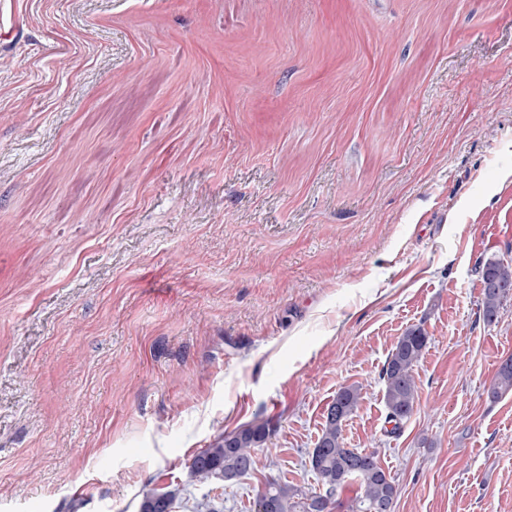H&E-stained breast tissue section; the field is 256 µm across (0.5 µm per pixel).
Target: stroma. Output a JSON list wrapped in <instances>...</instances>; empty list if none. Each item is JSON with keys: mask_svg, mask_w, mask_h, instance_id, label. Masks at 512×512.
I'll list each match as a JSON object with an SVG mask.
<instances>
[{"mask_svg": "<svg viewBox=\"0 0 512 512\" xmlns=\"http://www.w3.org/2000/svg\"><path fill=\"white\" fill-rule=\"evenodd\" d=\"M0 512H140L268 423L224 484L318 491L346 447L393 512H512V0H0ZM430 343L387 432L402 333ZM482 288V315L486 323H494L504 299L512 293V263L487 259L479 266ZM429 342L424 328H408L397 340L389 353L381 372L383 400L387 410V423L392 424L391 433L399 432L414 412L417 383L414 367ZM512 392V357H508L499 365L495 378L487 389V396L491 401L500 399L503 395ZM359 399V390L353 386L336 393L328 408L338 404V411L335 416L326 414L321 436L308 454L311 471L322 489L328 482L334 486L308 494L287 481L269 479L256 494L253 512H330L335 497L352 483L358 488L348 506L351 512H392L396 488L377 452L344 447L342 424L355 411ZM270 428L266 423L249 424L234 432L219 436L209 448L193 457L189 464L191 475L204 481L224 483L247 475L256 465L259 451L267 448Z\"/></svg>", "mask_w": 512, "mask_h": 512, "instance_id": "stroma-1", "label": "stroma"}]
</instances>
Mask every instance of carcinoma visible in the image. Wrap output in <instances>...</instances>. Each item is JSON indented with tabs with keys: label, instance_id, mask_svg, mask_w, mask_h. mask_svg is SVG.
Instances as JSON below:
<instances>
[{
	"label": "carcinoma",
	"instance_id": "cac0c4a2",
	"mask_svg": "<svg viewBox=\"0 0 512 512\" xmlns=\"http://www.w3.org/2000/svg\"><path fill=\"white\" fill-rule=\"evenodd\" d=\"M482 282V315L491 324L498 318L504 299L512 293V263L488 259L479 266ZM429 342L424 328L407 329L389 353L381 372L383 400L387 423L395 433L414 412L417 383L414 367ZM512 392V357L499 365L495 378L487 389V396L495 401ZM360 393L356 387H343L334 403L336 415L325 417L321 436L308 454V462L324 491L306 493L296 485L278 479H269L256 494L253 512H330L335 497L351 484H357L351 499L350 512H392L396 488L389 473L381 466L374 450L346 448L342 438V424L355 411ZM270 428L266 423L249 424L215 439L209 447L193 457L189 464L191 475L217 483L228 477L232 480L247 475L256 465L259 451L267 447ZM177 493L149 492L144 495L141 512H152V503L164 499L174 506Z\"/></svg>",
	"mask_w": 512,
	"mask_h": 512
}]
</instances>
